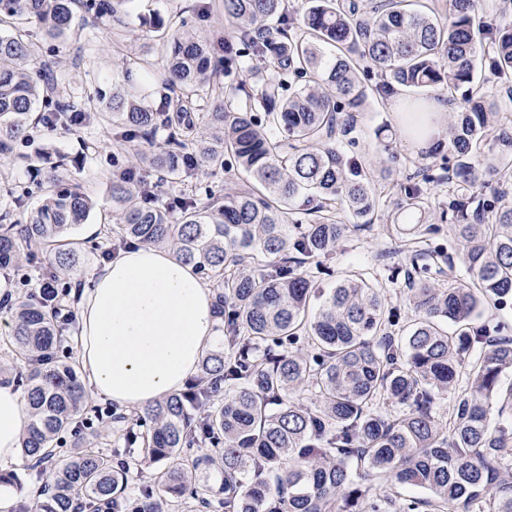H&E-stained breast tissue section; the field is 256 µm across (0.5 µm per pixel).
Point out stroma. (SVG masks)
Segmentation results:
<instances>
[{"label":"stroma","mask_w":512,"mask_h":512,"mask_svg":"<svg viewBox=\"0 0 512 512\" xmlns=\"http://www.w3.org/2000/svg\"><path fill=\"white\" fill-rule=\"evenodd\" d=\"M203 3L204 0H132L122 22H107L96 29L85 24L55 39L47 37L38 22L29 23L27 29L32 40L44 51L61 59L63 77L78 101L103 108L111 102L115 92L144 91L149 95V104L157 109L169 94L159 75L162 61L161 46L155 40L157 26L171 22L188 30L219 28L226 33L231 30L221 10L204 8ZM396 125L397 118L388 100L373 103L369 112L359 117L349 135L350 153L372 157L378 147L376 129ZM407 139V134L402 133L387 142L398 163L377 184L385 207L378 212L373 224L352 229L343 246L324 259L326 272L317 278L316 289L328 291L337 279L353 271L361 272L384 291L392 306L402 307L406 295L404 282L386 280L373 256L392 245L385 226L395 211L400 184L408 174L425 164L421 153L409 148ZM45 151L49 152L51 162H64L67 177L94 201L89 223H113L112 177L133 167L134 158L130 151L115 147L110 132L93 124L75 131L60 126L52 132L37 133L28 146L23 147V159H0V211L10 207L14 197L21 193L25 194L28 207L38 204L39 196L27 162L38 159ZM75 238L80 248L78 271L62 276L61 281L85 288L105 255H116L117 250L100 234L87 238L79 232Z\"/></svg>","instance_id":"obj_1"}]
</instances>
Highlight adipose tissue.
I'll return each instance as SVG.
<instances>
[{"label": "adipose tissue", "mask_w": 512, "mask_h": 512, "mask_svg": "<svg viewBox=\"0 0 512 512\" xmlns=\"http://www.w3.org/2000/svg\"><path fill=\"white\" fill-rule=\"evenodd\" d=\"M214 297L169 249L133 243L96 272L78 311V362L92 394L136 410L181 393L219 336ZM23 390L0 377V471L21 461Z\"/></svg>", "instance_id": "1"}]
</instances>
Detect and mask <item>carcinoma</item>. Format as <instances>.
I'll return each instance as SVG.
<instances>
[{"label":"carcinoma","instance_id":"1","mask_svg":"<svg viewBox=\"0 0 512 512\" xmlns=\"http://www.w3.org/2000/svg\"><path fill=\"white\" fill-rule=\"evenodd\" d=\"M127 0H0V156L33 137L70 126L85 112L115 128L113 143L132 148L163 143L139 155L144 171L179 192L156 193L141 171L112 178L120 216L103 225L119 243L167 245L203 275L224 328V343L208 350L201 374L185 392L129 414L119 413L127 447L164 460L153 484L127 494L125 468L86 439L59 457L55 438L75 431L93 396L74 365L59 359L52 302L32 294L7 305L13 376L27 395L22 438L31 476L44 481L40 498L18 512H512V338L496 324L472 325L486 306L512 300V16H484L483 0H311L301 15L285 0H223L224 19L246 56L270 59L253 83L224 90L219 37L157 29L161 75L174 93L156 111L129 93L112 94L110 111L74 100L59 64L29 39L37 21L47 36L70 30L75 11L94 23L120 21ZM488 69L496 90L478 77ZM374 70L368 85L359 74ZM305 84L283 95L286 84ZM397 87L438 90L462 109L448 115V165L435 176L421 168L406 177L400 211L429 205L421 184L448 183L441 218L460 246L467 278L442 287L443 268L404 271L415 319L400 335V318L381 291L357 276L336 282L310 312L313 275L304 270L343 245L352 227L371 224L381 207L363 161L344 151L354 117ZM205 167L236 179L204 206L187 179ZM41 201L23 221L0 214V269L37 251L49 254L48 276L79 263L71 236L93 209L78 185L56 168L39 182ZM180 212L173 223V211ZM301 211L305 223L292 218ZM352 218L348 225L339 216ZM387 232L425 255L432 225L388 224ZM266 261L241 268V254ZM451 323L455 334L444 325ZM458 391L448 420L439 396ZM305 389L303 403L293 394ZM399 405L385 415L382 405ZM500 421L491 425L492 414ZM220 478L211 500L196 483ZM419 487L426 499L399 489Z\"/></svg>","mask_w":512,"mask_h":512}]
</instances>
